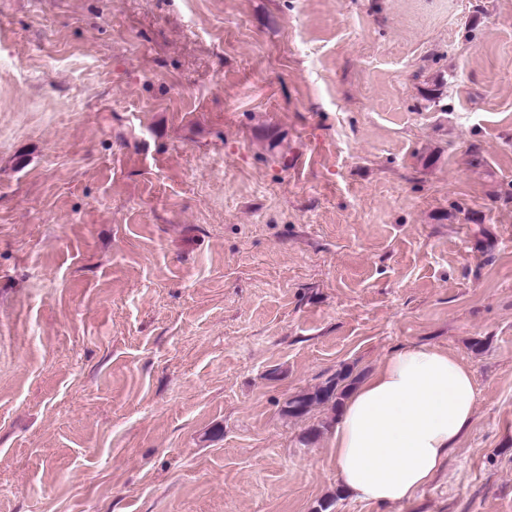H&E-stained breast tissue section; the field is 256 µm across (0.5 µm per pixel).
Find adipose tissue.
<instances>
[{"mask_svg": "<svg viewBox=\"0 0 512 512\" xmlns=\"http://www.w3.org/2000/svg\"><path fill=\"white\" fill-rule=\"evenodd\" d=\"M471 369L437 347L408 346L354 386L332 437L336 475L355 499H412L440 472L471 425Z\"/></svg>", "mask_w": 512, "mask_h": 512, "instance_id": "ef3b65f1", "label": "adipose tissue"}]
</instances>
